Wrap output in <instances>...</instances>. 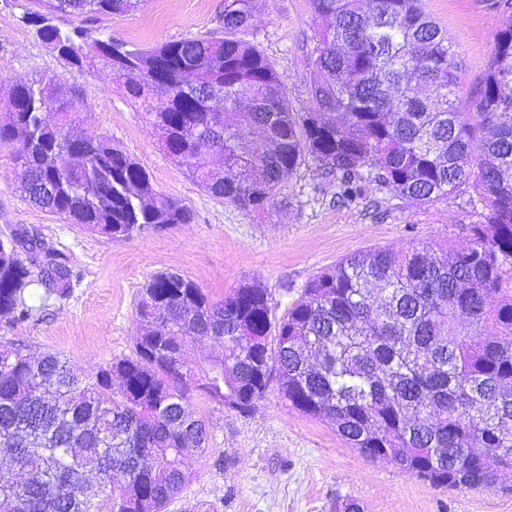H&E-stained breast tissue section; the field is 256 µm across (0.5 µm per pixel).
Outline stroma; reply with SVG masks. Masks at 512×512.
<instances>
[{
	"instance_id": "1",
	"label": "stroma",
	"mask_w": 512,
	"mask_h": 512,
	"mask_svg": "<svg viewBox=\"0 0 512 512\" xmlns=\"http://www.w3.org/2000/svg\"><path fill=\"white\" fill-rule=\"evenodd\" d=\"M222 0H143L138 11L103 20L114 38L151 47L183 38L220 36L215 14ZM494 0H421L456 45L464 87L461 102L482 78L499 13ZM27 0H0V100L13 84L43 75L68 78L65 61L24 21ZM253 27L264 52L286 80L294 107L306 99V49L316 26L310 0H257ZM86 127L118 144L145 167L155 189L189 207L192 219L147 229L130 239L92 234L26 200L10 146H0V239L40 240L79 271L69 296L46 294L39 316L26 322L0 317V344L24 346L31 356L64 355L82 375L130 355L140 327L138 293L150 276L177 271L219 298L243 284L266 288L277 312L298 298L309 278L340 259L381 246L407 249L425 240L467 244L477 216L461 197L427 205L378 200L364 188L341 202L335 186L319 187L311 164L300 165L265 212L213 197L185 166L170 160L156 130L143 119L110 70L73 79ZM193 404L210 422L209 450L186 461L191 480L166 512H332L352 499L362 512H512V490L431 486L387 460L351 448L327 423L282 404L276 391L246 415L219 409L202 395Z\"/></svg>"
}]
</instances>
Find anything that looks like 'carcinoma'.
<instances>
[{"label":"carcinoma","instance_id":"1","mask_svg":"<svg viewBox=\"0 0 512 512\" xmlns=\"http://www.w3.org/2000/svg\"><path fill=\"white\" fill-rule=\"evenodd\" d=\"M27 2L23 19L72 72L108 66L143 104L166 92L146 120L214 197L263 212L309 160L341 199L368 185L421 205L465 194L478 210L466 247L355 253L314 275L279 317L264 288L216 300L176 271L158 273L138 297L134 353L93 380L57 353L1 347L0 448L12 473L0 480V512H164L190 480L185 458L208 450L192 391L245 415L273 381L286 406L369 459L436 488L501 485L512 473V0L496 3L467 112L455 46L420 0H311L317 33L299 110L252 29L255 0H224L222 38L148 48L84 27L142 0ZM60 14L74 26L53 24ZM79 111L56 76L14 85L0 106V145L13 147L28 200L112 239L189 222ZM204 152L221 165H196ZM72 278L35 239L25 257L1 249L0 316L32 319L30 288L65 296ZM204 336L221 352L192 363L187 351Z\"/></svg>","mask_w":512,"mask_h":512}]
</instances>
